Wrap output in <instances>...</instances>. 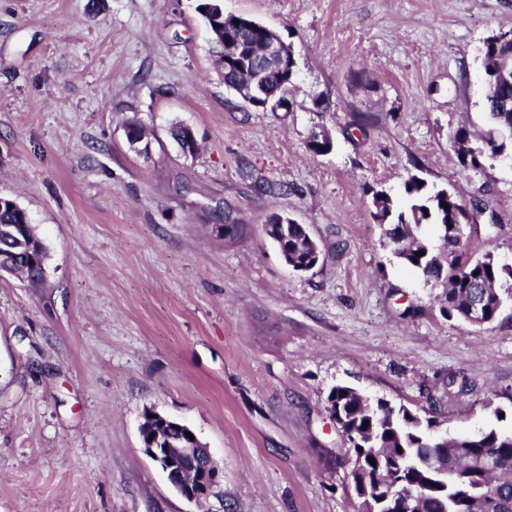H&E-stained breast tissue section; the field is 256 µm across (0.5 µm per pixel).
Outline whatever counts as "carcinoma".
I'll return each mask as SVG.
<instances>
[{
  "instance_id": "1",
  "label": "carcinoma",
  "mask_w": 512,
  "mask_h": 512,
  "mask_svg": "<svg viewBox=\"0 0 512 512\" xmlns=\"http://www.w3.org/2000/svg\"><path fill=\"white\" fill-rule=\"evenodd\" d=\"M206 26L224 25V41L230 48H258L264 41L259 29L235 25L224 17L218 0L202 4ZM485 75L488 86L485 108L488 123L482 140L491 152L512 145V82L499 80L500 62L512 56V37L493 34L484 42ZM266 95L263 110L274 112L288 100L289 82L266 66L261 80ZM450 142L465 169H479L486 159L481 147L470 146V133L460 127ZM411 176L404 182L409 198L405 211L394 212L384 191L373 194V218L385 226L394 254L421 274L445 286L442 310L465 321L469 304H485L484 320L493 321L507 298H512V266L501 264L488 252L472 258L462 248L465 218L481 214L486 207L466 209L458 196L445 190L419 185ZM432 224L437 229L446 259L434 254L430 242L419 239L413 228ZM41 241L28 214L0 197V252L18 253L21 264L15 273L31 283L44 276L46 253H38ZM285 256L295 268L312 266L317 256L303 224H288ZM330 411L341 424L353 460L361 466L352 471L357 512H396L405 496L414 493L413 512H512V432L494 428L448 438L432 432V420L424 421L404 406L384 400L370 401L354 389L336 386L329 394ZM486 454L496 457L500 468H480Z\"/></svg>"
}]
</instances>
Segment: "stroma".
<instances>
[{
    "mask_svg": "<svg viewBox=\"0 0 512 512\" xmlns=\"http://www.w3.org/2000/svg\"><path fill=\"white\" fill-rule=\"evenodd\" d=\"M199 2L0 0V197L47 252L37 285L0 275V512H355L338 385L452 437L512 430V302L448 318L372 217L418 175L487 202L467 249L512 264V148L473 171L449 142L485 125L483 43L512 0H224L291 45L289 112L226 91ZM274 211L315 268L285 262ZM148 408L210 449L206 501L144 452ZM309 236L305 225L288 222V240L285 243L284 254L294 268H308L317 260Z\"/></svg>",
    "mask_w": 512,
    "mask_h": 512,
    "instance_id": "stroma-1",
    "label": "stroma"
}]
</instances>
